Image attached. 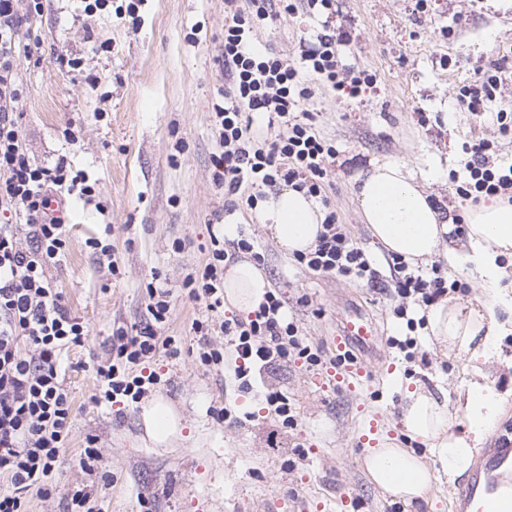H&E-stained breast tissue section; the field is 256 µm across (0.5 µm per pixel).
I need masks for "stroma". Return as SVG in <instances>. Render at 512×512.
<instances>
[{"label":"stroma","instance_id":"35a3bbf8","mask_svg":"<svg viewBox=\"0 0 512 512\" xmlns=\"http://www.w3.org/2000/svg\"><path fill=\"white\" fill-rule=\"evenodd\" d=\"M131 3L134 15L117 14V7ZM415 3L336 0L330 25L351 37L340 48L342 60L375 74L376 83L356 99L319 86L303 105L336 145L329 200L382 271L387 253L374 244L354 194L356 176L371 161L402 159L415 172L432 171L426 190L455 216L462 205L449 174L463 171L467 146L493 138L497 159L512 160V137H497L490 117L498 102H512V80L489 104V116L475 117L457 99L459 86L491 61L512 57V9H494L489 0H430L422 13ZM321 30L303 14H275L255 26L253 41L290 61L300 39ZM28 36L38 61L23 66L18 109L30 155L39 164L66 155L97 184L104 209L72 200L67 249L49 272L90 335L63 359L75 418L54 465L57 490L49 497L32 494L26 512H66V492L84 486L99 512H343L345 494L357 498L360 512H455L458 486L444 478L413 505L385 493L370 481L367 451L356 439L376 419L379 443L431 461L430 448L409 439L402 423L409 393L451 401L475 382L492 385L502 402L495 430L512 428V310L500 316L509 334L493 354L450 357L425 329L408 330L407 319L394 315L399 297L296 265L259 211L225 197L211 169L219 149L211 112L225 83L219 61L224 0H110L91 16L81 0H47ZM93 39L107 43V50L91 54ZM63 51L87 58L85 70L59 69L56 56ZM236 235L258 246L271 291L281 295L302 336L322 348V367L278 362L244 392L232 369L201 365L193 320H208L211 342L222 348L220 324L236 309L228 304L208 312L204 302L185 297L182 281L206 263L212 238L228 243ZM103 236L118 274L86 244ZM177 240L184 244L179 252L172 247ZM154 280L171 292L163 333L175 337L179 354H158L160 381L138 403L95 405L100 381L91 361L105 356L113 331L144 320L146 286ZM303 295L310 306L299 305ZM348 305L380 331L372 375L361 383L330 374V336ZM409 335L416 341L412 354L389 343ZM272 393L293 404L295 427H279L269 414L265 397ZM158 403L176 420L162 442L144 419ZM224 408L229 417L217 419ZM90 436L102 458L88 474L79 453Z\"/></svg>","mask_w":512,"mask_h":512}]
</instances>
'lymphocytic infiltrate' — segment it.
<instances>
[{
  "mask_svg": "<svg viewBox=\"0 0 512 512\" xmlns=\"http://www.w3.org/2000/svg\"><path fill=\"white\" fill-rule=\"evenodd\" d=\"M274 6L289 15L302 10L327 18L336 0H224L222 63L229 83L223 101L213 106L221 150L212 158V179L228 194H245L252 209L266 190L283 183L320 200L323 230L310 251L295 253L297 264L319 275L377 283L378 270L348 236L326 195L336 147L320 135L314 113L303 110L313 90L301 78L309 73L323 86L356 97L375 84L376 76L343 64L338 47L349 39L344 32L327 30L301 39L293 63L258 51L252 31ZM42 7L43 0H0V512H25L30 493H52L53 465L65 447L74 411L59 357L89 335L87 324L72 315L53 287L49 270L66 245L68 197L91 201L97 186L66 156L50 165L35 163L17 110L24 93L21 64L34 56L23 40L24 28ZM503 71L502 63H491L478 80L459 87L458 97L473 115L484 116L495 101ZM493 149L489 139L471 147L466 174L456 183L462 201L476 204L494 195L512 200V166L495 165ZM253 249L245 238L230 250L214 247L206 264L184 277L186 297L205 301L211 312L223 308L226 263L235 252ZM387 264L402 300L396 316H405V301L425 310L454 290L441 274L412 272L398 256H389ZM147 295L145 321L130 332L116 330L107 356L93 364L101 380L96 403L142 399L158 381L149 369L158 350L178 353L175 339L163 333L170 291L151 284ZM223 330L236 354L234 374L245 390L253 375L273 361L291 357L308 369L322 362L319 349L286 320L284 303L272 292L247 317L225 321Z\"/></svg>",
  "mask_w": 512,
  "mask_h": 512,
  "instance_id": "f902f5d3",
  "label": "lymphocytic infiltrate"
}]
</instances>
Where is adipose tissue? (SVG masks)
<instances>
[{
    "label": "adipose tissue",
    "mask_w": 512,
    "mask_h": 512,
    "mask_svg": "<svg viewBox=\"0 0 512 512\" xmlns=\"http://www.w3.org/2000/svg\"><path fill=\"white\" fill-rule=\"evenodd\" d=\"M357 200L374 240L408 263L436 256L458 272L477 276L482 294L476 302L443 301L433 306L427 329L449 355H487L503 339L496 319L502 307H512V292L504 289L503 259L512 260V203L498 196L464 209L466 231L450 238L453 219L435 204L405 162H373L357 177ZM261 217L285 253L309 249L322 229L323 216L304 192L284 188L263 202ZM268 282L253 264L235 265L224 279V295L243 310L258 308ZM499 401L493 387L473 385L457 410L469 432H453L447 404L426 394H411L402 422L411 437L429 445L436 460L428 466L416 455L394 446L371 449L365 468L372 481L405 502L424 498L438 474L457 478L471 458L479 438L493 426Z\"/></svg>",
    "instance_id": "ef3b65f1"
}]
</instances>
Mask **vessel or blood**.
Instances as JSON below:
<instances>
[{
	"instance_id": "obj_1",
	"label": "vessel or blood",
	"mask_w": 512,
	"mask_h": 512,
	"mask_svg": "<svg viewBox=\"0 0 512 512\" xmlns=\"http://www.w3.org/2000/svg\"><path fill=\"white\" fill-rule=\"evenodd\" d=\"M378 330L359 308H352L338 322L335 344L343 352L344 371L354 379L365 377L369 366L363 355ZM456 512H512V434L492 436L482 449L455 498Z\"/></svg>"
}]
</instances>
